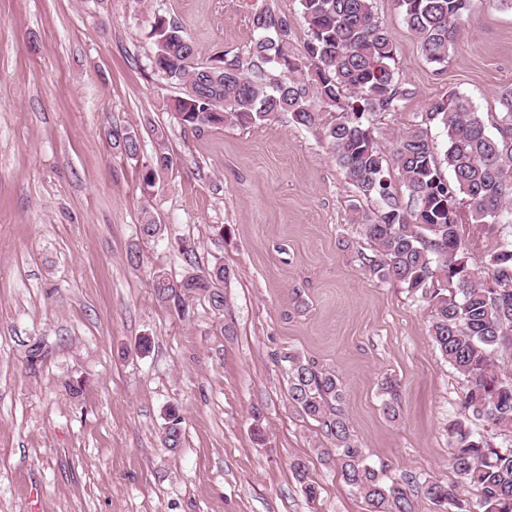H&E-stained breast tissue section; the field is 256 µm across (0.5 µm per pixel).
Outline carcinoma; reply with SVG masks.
Here are the masks:
<instances>
[{
	"mask_svg": "<svg viewBox=\"0 0 512 512\" xmlns=\"http://www.w3.org/2000/svg\"><path fill=\"white\" fill-rule=\"evenodd\" d=\"M427 61L446 66L474 0H396ZM308 39L290 51L292 26L270 8H257L246 54H224V85L211 83L198 48L180 27L156 18L150 36L152 64L179 95L172 109L179 123L197 129L226 122L252 127L282 113L307 130L321 129L347 182L377 211L359 216L375 245L370 274L421 294L433 308L430 336L448 364L468 383L448 421L449 455L459 481L422 484L436 512H512V443L498 445L468 424L474 418L512 435V238L503 239L481 272L464 256L459 209L477 224H512V87L498 95L499 111L485 116L460 93L431 104L398 131L389 152L373 134L370 116L391 114L413 94L399 76L396 45L375 11L374 0H298ZM260 61L275 71L254 69ZM442 129L438 148L431 128ZM222 266L193 276L179 288L154 280L155 295L183 307L193 294L212 307L226 304ZM288 362V397L317 422L329 443L317 449L357 490L368 512H415L410 481L388 482L369 465L340 408L342 383L335 372L296 353ZM383 410L397 416V383H386ZM180 409H166L170 447L181 443ZM472 487L479 500L465 497Z\"/></svg>",
	"mask_w": 512,
	"mask_h": 512,
	"instance_id": "1",
	"label": "carcinoma"
}]
</instances>
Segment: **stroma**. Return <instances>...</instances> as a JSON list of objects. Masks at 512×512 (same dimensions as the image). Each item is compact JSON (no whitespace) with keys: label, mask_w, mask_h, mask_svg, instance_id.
Segmentation results:
<instances>
[{"label":"stroma","mask_w":512,"mask_h":512,"mask_svg":"<svg viewBox=\"0 0 512 512\" xmlns=\"http://www.w3.org/2000/svg\"><path fill=\"white\" fill-rule=\"evenodd\" d=\"M263 6L288 18L301 52L298 0H0V512H367L288 401V353L335 371L354 438L388 478L456 481L448 421L467 383L429 335L431 306L367 271L354 218L373 204L322 131L285 115L185 128L175 86L151 64L155 17L205 63L246 52ZM375 7L413 90L373 118L383 150L449 92L498 111L512 9L478 0L439 68L396 0ZM115 126L138 134L139 158L113 145ZM161 151L176 163L144 187ZM148 217L162 227L151 239L139 232ZM460 222L481 268L512 231L473 223L465 207ZM217 261L233 272L226 310L201 295L182 313L156 300L155 273L179 280ZM389 379L394 420L382 410ZM171 405L184 417L176 448L163 442Z\"/></svg>","instance_id":"obj_1"}]
</instances>
